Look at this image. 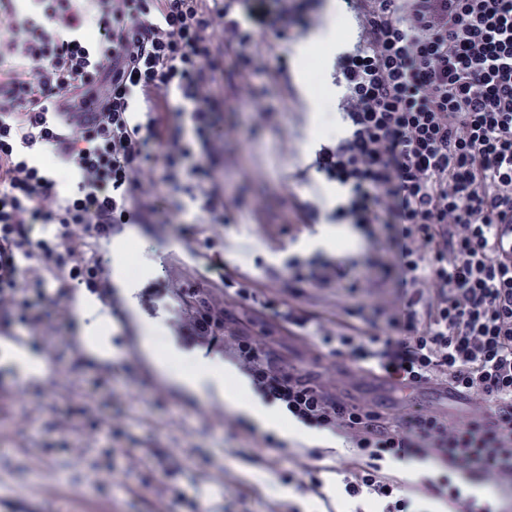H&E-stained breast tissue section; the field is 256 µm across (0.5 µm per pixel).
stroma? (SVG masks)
I'll return each instance as SVG.
<instances>
[{"label":"stroma","mask_w":512,"mask_h":512,"mask_svg":"<svg viewBox=\"0 0 512 512\" xmlns=\"http://www.w3.org/2000/svg\"><path fill=\"white\" fill-rule=\"evenodd\" d=\"M326 2H287L309 17L310 30L332 20L337 23L336 50L320 58L323 83L317 123L309 121L304 92L308 66L298 60L295 42L278 41L271 47L254 46L251 80L267 86L271 103H278L279 87L270 82L266 65L271 53L281 54L292 89L287 109L260 119L243 107L224 111L218 129L225 134L220 178L230 215L222 229L224 262L271 304L263 313L252 302L229 297L236 326L264 336L287 368L337 377L350 367V359L329 355L316 334L317 325L292 336L280 318L292 307L316 314L317 324L329 323L337 314L335 290L297 288L281 274L288 256L319 252L333 260L370 249L359 231L331 221L344 191L310 168L321 143L348 133L336 110L344 92L336 81V56L359 40L350 14L340 8L327 15ZM305 200L318 208L306 224L293 210L294 202ZM157 220L167 224L166 235L153 234L145 224L124 229L139 274L121 280L129 304L123 320L111 325L109 364L81 359L68 344V337L83 335L85 324L75 314L58 313L55 296L66 291L64 281L52 282L45 298L33 300L26 323L11 324V331L29 336L30 350L39 355L42 323L56 322L61 339L45 364V374L59 378L60 387L53 393L27 387L8 352L0 349V393L17 387L25 391L17 404L0 409V489L33 497L53 487L54 496L42 499L40 512H66L70 496L103 512H288L292 506L298 512H383V500L344 496L341 480L357 460L341 440L328 442L306 429L288 433L284 417L266 429L229 404L217 415L210 410V400L170 383L152 354L171 344L170 323L178 309L167 298L159 301L156 314L145 313L137 282L154 274V257L169 251L172 237L195 219L172 204ZM325 232L331 236L327 245L314 246V239ZM129 334L134 343L126 342ZM147 340L153 352L145 351ZM159 384L166 385L165 394H156ZM267 434L275 437V445L264 446ZM107 448L112 456H104ZM109 465L116 475L106 484L98 475ZM311 477L320 481L319 491L302 488V481ZM179 495L186 505L176 506Z\"/></svg>","instance_id":"35a3bbf8"}]
</instances>
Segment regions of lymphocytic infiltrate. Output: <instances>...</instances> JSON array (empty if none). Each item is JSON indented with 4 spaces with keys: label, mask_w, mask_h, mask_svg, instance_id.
Returning <instances> with one entry per match:
<instances>
[{
    "label": "lymphocytic infiltrate",
    "mask_w": 512,
    "mask_h": 512,
    "mask_svg": "<svg viewBox=\"0 0 512 512\" xmlns=\"http://www.w3.org/2000/svg\"><path fill=\"white\" fill-rule=\"evenodd\" d=\"M344 2L362 27L336 62L349 134L321 145L314 165L348 189L334 220L386 244L333 262L289 257L288 277L366 301L375 332L320 327L331 355L408 384L444 382L483 409L453 423L418 410L391 418L286 370L248 331L224 354L261 400L355 449L363 466L344 475L347 496L412 512L409 482L384 476V462L438 461L448 474L430 493L502 512L465 496L460 479L512 489V268L492 249L512 211V0ZM308 23L280 0H0V295L24 311L49 280L92 284L79 227L145 223L140 194L178 198L210 225L203 247L220 243V83L252 68L258 42ZM175 94L190 134L167 124ZM60 172L77 178L64 194ZM31 259L44 273L27 279ZM388 279L392 299L368 301Z\"/></svg>",
    "instance_id": "f902f5d3"
}]
</instances>
